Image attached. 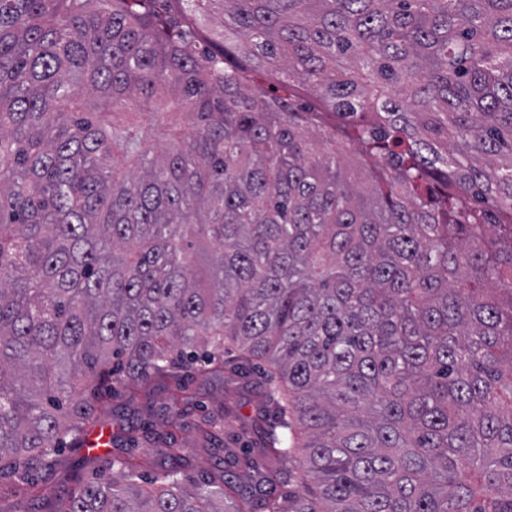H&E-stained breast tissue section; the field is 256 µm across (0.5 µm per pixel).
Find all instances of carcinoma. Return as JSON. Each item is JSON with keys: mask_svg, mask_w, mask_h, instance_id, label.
Segmentation results:
<instances>
[{"mask_svg": "<svg viewBox=\"0 0 512 512\" xmlns=\"http://www.w3.org/2000/svg\"><path fill=\"white\" fill-rule=\"evenodd\" d=\"M201 344L270 490L59 512H512V0H0V483Z\"/></svg>", "mask_w": 512, "mask_h": 512, "instance_id": "carcinoma-1", "label": "carcinoma"}]
</instances>
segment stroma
<instances>
[{"instance_id":"stroma-1","label":"stroma","mask_w":512,"mask_h":512,"mask_svg":"<svg viewBox=\"0 0 512 512\" xmlns=\"http://www.w3.org/2000/svg\"><path fill=\"white\" fill-rule=\"evenodd\" d=\"M234 399V414L214 431L212 445L197 448V426L204 418L223 409L227 399ZM178 405L179 414H172L171 405ZM264 404L261 374L252 371L247 376L193 373L187 390L169 379H154L139 390L131 391L116 384L105 403L106 411L93 417L89 425L108 433L124 430L149 429L154 436L174 433L181 447L196 449L197 456L189 472L191 479L215 472L228 448L250 447L257 467H264L261 455L266 432L272 427V418H260ZM159 445L139 441L130 445L120 441L107 448L105 455L94 456L81 449H64L54 470L40 475L41 485L53 492L54 500L65 499L79 484L89 482L107 468L112 457L155 456Z\"/></svg>"}]
</instances>
